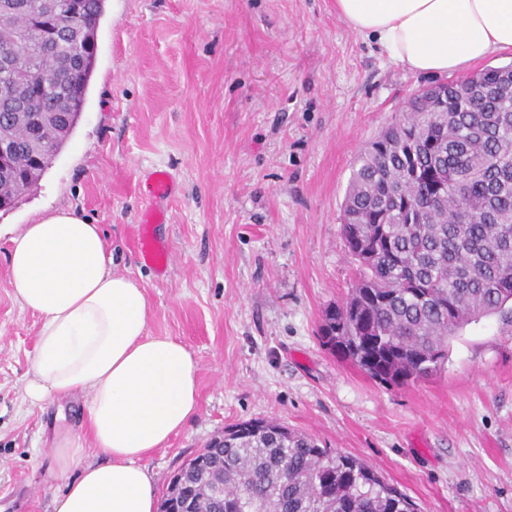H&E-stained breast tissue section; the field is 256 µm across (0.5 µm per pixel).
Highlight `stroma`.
I'll use <instances>...</instances> for the list:
<instances>
[{"mask_svg": "<svg viewBox=\"0 0 512 512\" xmlns=\"http://www.w3.org/2000/svg\"><path fill=\"white\" fill-rule=\"evenodd\" d=\"M435 81L383 55L335 0H105L88 102L37 185L0 211V512H53L85 448L55 470L53 432L85 435L86 399L24 403L39 315L9 279L11 239L59 210L102 225L138 279L148 332L198 362V409L145 459L157 495L225 426L277 419L360 458L419 512H512V320L466 326L436 375L370 379L323 346L326 309L356 275L341 236L360 149ZM176 186L145 264L144 181ZM164 221V212L160 207L148 211L142 220L144 224L143 236L139 239V251L143 259L162 272L168 265V249L153 239L147 229L150 224H160Z\"/></svg>", "mask_w": 512, "mask_h": 512, "instance_id": "35a3bbf8", "label": "stroma"}]
</instances>
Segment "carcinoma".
<instances>
[{"label":"carcinoma","mask_w":512,"mask_h":512,"mask_svg":"<svg viewBox=\"0 0 512 512\" xmlns=\"http://www.w3.org/2000/svg\"><path fill=\"white\" fill-rule=\"evenodd\" d=\"M0 21V210L35 184L80 119L104 0H24ZM32 72L38 80L22 82ZM342 235L356 264L322 342L369 378L403 386L444 367L465 326L512 316V63L408 101L359 153ZM183 467L163 512H416L371 466L276 420L224 430Z\"/></svg>","instance_id":"obj_1"}]
</instances>
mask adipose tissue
<instances>
[{
  "label": "adipose tissue",
  "instance_id": "obj_1",
  "mask_svg": "<svg viewBox=\"0 0 512 512\" xmlns=\"http://www.w3.org/2000/svg\"><path fill=\"white\" fill-rule=\"evenodd\" d=\"M353 30L417 73L453 75L512 53V0H336ZM10 283L42 319L23 400L87 397L86 426L105 463L83 467L54 512H154L143 461L195 414L199 366L178 339L148 332L144 287L113 272L100 225L72 210L21 227Z\"/></svg>",
  "mask_w": 512,
  "mask_h": 512
}]
</instances>
